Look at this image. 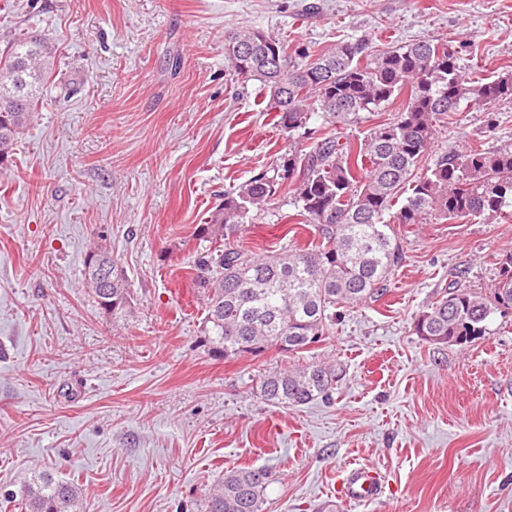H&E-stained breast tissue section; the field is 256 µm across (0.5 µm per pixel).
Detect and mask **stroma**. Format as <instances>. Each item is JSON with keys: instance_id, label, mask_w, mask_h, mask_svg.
<instances>
[{"instance_id": "obj_1", "label": "stroma", "mask_w": 512, "mask_h": 512, "mask_svg": "<svg viewBox=\"0 0 512 512\" xmlns=\"http://www.w3.org/2000/svg\"><path fill=\"white\" fill-rule=\"evenodd\" d=\"M308 2L0 0V50L24 32L57 47L44 105L0 163V494L47 471L82 485L85 512H200L225 471L264 467L262 512H512V316L462 345L413 331L456 271L489 290L512 221L401 227L386 294L349 305L306 352L224 362L202 341L191 264L224 190L289 142L362 139L407 101L287 135L258 81L227 71L228 35L251 26L317 53L437 40L477 76L512 72V0H316L312 16ZM468 142L512 143V97L489 114L462 106L419 170ZM298 213L279 193L239 246H306ZM94 248L127 279L124 312L91 296ZM319 360L343 370L331 401L260 398L268 373ZM357 463L385 476L366 505L336 496Z\"/></svg>"}]
</instances>
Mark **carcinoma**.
<instances>
[{
    "instance_id": "obj_1",
    "label": "carcinoma",
    "mask_w": 512,
    "mask_h": 512,
    "mask_svg": "<svg viewBox=\"0 0 512 512\" xmlns=\"http://www.w3.org/2000/svg\"><path fill=\"white\" fill-rule=\"evenodd\" d=\"M57 48L49 37L18 34L0 52V160L43 100ZM227 67L260 83L258 93L288 135L320 112L327 123L358 125L408 91V102L388 123L355 145L329 136L306 151L289 146L279 163L224 191V200L201 225L205 246L193 260L205 302L203 340L218 359L257 356L273 347L297 354L321 342L349 304L384 295L401 262L396 225L512 217V146L480 144L452 149L419 176L414 172L438 129L468 102L485 112L512 95V75L473 78L448 45L419 41L375 53L363 40L340 42L312 55L288 53V42L243 28L224 43ZM288 188L315 240L256 255L234 244L249 221ZM405 198L392 211L399 193ZM87 283L108 313L126 309L124 274L104 251L86 260ZM512 314V250L496 258L490 293L462 289L456 280L414 321V333L431 345L469 342L486 332L495 314ZM342 371L312 361L266 375L264 402L299 407L332 396ZM269 478L262 468L224 474L205 497V512H261ZM26 512H84L83 489L42 472L23 486Z\"/></svg>"
}]
</instances>
